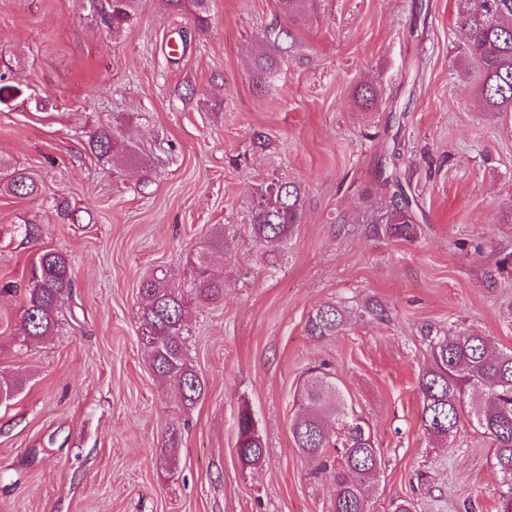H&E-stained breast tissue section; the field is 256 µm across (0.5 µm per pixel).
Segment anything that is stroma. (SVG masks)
<instances>
[{
  "instance_id": "35a3bbf8",
  "label": "stroma",
  "mask_w": 512,
  "mask_h": 512,
  "mask_svg": "<svg viewBox=\"0 0 512 512\" xmlns=\"http://www.w3.org/2000/svg\"><path fill=\"white\" fill-rule=\"evenodd\" d=\"M457 0H314L291 20L278 0H212L209 26L140 0L120 38L88 0H0V60L51 100L50 113L0 111V157L31 171L40 194H0V376H22L0 403V512H326L291 426L309 368L328 364L371 422L384 466L369 512L398 499L418 512H496L488 438L448 444L421 428L418 377L428 333L465 325L512 348V112L479 102ZM188 34L177 62L168 41ZM291 30L278 68L257 83L252 59ZM377 88L361 108V85ZM112 125L129 147L96 158L82 133ZM271 145L251 146L255 132ZM399 147L416 233L379 232L392 208L381 173ZM301 185L303 218L265 253L249 233L263 179ZM61 197L78 219L58 218ZM40 224L27 243L13 225ZM224 228L222 303L188 301V354L203 385L181 404L150 369L137 319L141 279L192 276ZM66 253L74 288L58 335L19 348L23 288L41 251ZM346 311L317 340L319 305ZM379 303L383 318L365 308ZM249 405L267 452L243 469L237 420ZM180 431L176 468L163 450ZM345 322V311L333 303L319 305L306 321L305 331L309 336L323 339L336 335Z\"/></svg>"
}]
</instances>
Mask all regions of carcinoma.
<instances>
[{
	"label": "carcinoma",
	"instance_id": "1",
	"mask_svg": "<svg viewBox=\"0 0 512 512\" xmlns=\"http://www.w3.org/2000/svg\"><path fill=\"white\" fill-rule=\"evenodd\" d=\"M98 11L101 23L118 38L132 23L139 0H105ZM170 14H180L191 3L194 22L207 24L211 0H161ZM459 23L466 34L465 53L478 75L477 90L489 112H512V0H458ZM276 59L262 52L254 60L259 79L274 70ZM30 93L0 72V95ZM87 146L98 158L126 152L111 125L100 123L88 135ZM0 192L33 196L41 192L38 179L28 170L0 159ZM412 201L403 191L393 194L386 234L410 239L416 233ZM303 212L299 184L276 176L258 189L251 206L249 231L265 247L284 244ZM213 255L199 254L191 284L201 305L224 301V280L210 274ZM74 288L70 261L62 252L47 250L33 262L22 314L20 347L31 348L54 335L59 326V303ZM141 342L149 351L153 372L171 386L184 405L194 406L203 383L186 355L181 285L169 270H155L140 281ZM345 322V311L333 303L319 305L306 321L308 335L334 336ZM431 363L418 377L423 401L421 422L433 441L446 443L464 424L489 438L494 466L500 475L497 512H512V349L496 351L489 337L462 326L448 336L429 340ZM299 412L292 437L300 454L334 487L328 512H367L370 483L379 479L383 456L373 427L348 401L336 378L318 368L297 394ZM266 445L249 407L238 415L237 455L245 468L259 466Z\"/></svg>",
	"mask_w": 512,
	"mask_h": 512
}]
</instances>
